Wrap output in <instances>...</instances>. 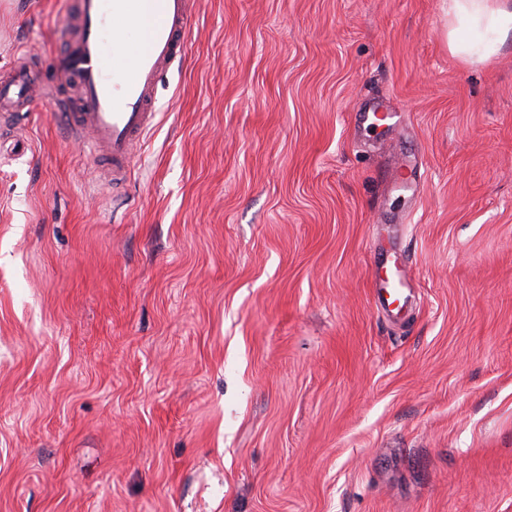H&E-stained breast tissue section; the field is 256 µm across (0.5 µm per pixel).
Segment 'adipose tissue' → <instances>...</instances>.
Here are the masks:
<instances>
[{
    "instance_id": "adipose-tissue-1",
    "label": "adipose tissue",
    "mask_w": 512,
    "mask_h": 512,
    "mask_svg": "<svg viewBox=\"0 0 512 512\" xmlns=\"http://www.w3.org/2000/svg\"><path fill=\"white\" fill-rule=\"evenodd\" d=\"M448 41L462 56L488 58L512 37V8L498 0H451Z\"/></svg>"
}]
</instances>
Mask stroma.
I'll use <instances>...</instances> for the list:
<instances>
[{"label":"stroma","mask_w":512,"mask_h":512,"mask_svg":"<svg viewBox=\"0 0 512 512\" xmlns=\"http://www.w3.org/2000/svg\"><path fill=\"white\" fill-rule=\"evenodd\" d=\"M66 9L0 0V70ZM448 25L198 0L119 189L0 126V512H512V38ZM396 259L385 267V277L378 275L373 282L375 302L387 313L394 312L400 304L397 286H404V276L397 266Z\"/></svg>","instance_id":"35a3bbf8"}]
</instances>
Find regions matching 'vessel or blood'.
Instances as JSON below:
<instances>
[{"label": "vessel or blood", "mask_w": 512, "mask_h": 512, "mask_svg": "<svg viewBox=\"0 0 512 512\" xmlns=\"http://www.w3.org/2000/svg\"><path fill=\"white\" fill-rule=\"evenodd\" d=\"M196 0H77L72 23L78 36L49 65L58 81L73 85L59 116L68 137L87 143L98 170L112 186H122L133 168L134 151L157 115V88L164 73L181 59ZM140 16L143 36L130 44L120 20ZM112 27L111 41L102 37ZM40 81L24 64L0 76V112H30L39 100ZM404 276L389 263L373 282L375 302L386 312L400 304Z\"/></svg>", "instance_id": "vessel-or-blood-1"}]
</instances>
